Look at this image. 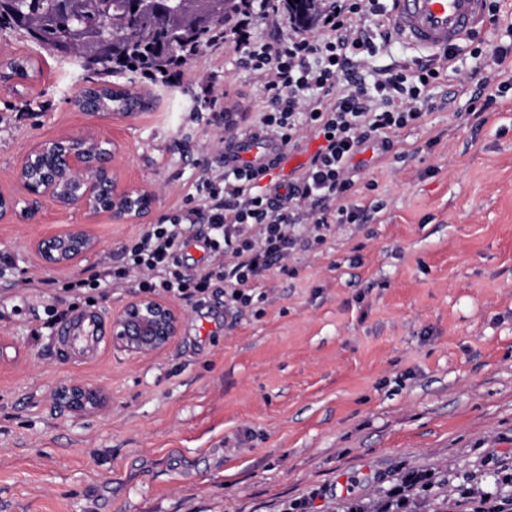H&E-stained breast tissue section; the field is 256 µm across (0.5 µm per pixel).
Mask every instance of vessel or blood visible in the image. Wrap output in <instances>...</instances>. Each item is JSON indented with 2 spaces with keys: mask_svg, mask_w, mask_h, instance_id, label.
Instances as JSON below:
<instances>
[{
  "mask_svg": "<svg viewBox=\"0 0 512 512\" xmlns=\"http://www.w3.org/2000/svg\"><path fill=\"white\" fill-rule=\"evenodd\" d=\"M485 11L486 0H394L393 19L404 42L438 53L458 45ZM286 159L280 141L259 129L224 143V164L229 168H260L273 179ZM56 342L64 351L96 354L105 343L100 313L87 310L63 322Z\"/></svg>",
  "mask_w": 512,
  "mask_h": 512,
  "instance_id": "obj_1",
  "label": "vessel or blood"
}]
</instances>
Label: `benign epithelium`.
<instances>
[{"label":"benign epithelium","instance_id":"obj_1","mask_svg":"<svg viewBox=\"0 0 512 512\" xmlns=\"http://www.w3.org/2000/svg\"><path fill=\"white\" fill-rule=\"evenodd\" d=\"M117 147L112 140L93 132L65 136L33 145L17 174L27 196L0 195L6 204L0 217L9 213L28 216L39 198L58 201V174L73 180L72 195L59 201L65 209L80 207L90 216L106 214L115 224H135L155 206V190L139 185H121L115 171ZM98 241L83 227L74 226L43 235L33 242L39 258L50 266H63L95 249ZM184 312L174 304L142 296L112 312V341L135 357H148L164 350L179 336ZM54 400L61 409L81 412L102 406L103 397L90 386L63 384Z\"/></svg>","mask_w":512,"mask_h":512}]
</instances>
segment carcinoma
Returning a JSON list of instances; mask_svg holds the SVG:
<instances>
[{
    "mask_svg": "<svg viewBox=\"0 0 512 512\" xmlns=\"http://www.w3.org/2000/svg\"><path fill=\"white\" fill-rule=\"evenodd\" d=\"M134 0H0V24L7 23L40 46L74 54L85 67L114 72L130 66L162 79L208 42L224 25L237 0H193L184 12L170 0L144 13ZM81 109L139 112L149 101L125 89L90 85L75 99Z\"/></svg>",
    "mask_w": 512,
    "mask_h": 512,
    "instance_id": "1",
    "label": "carcinoma"
}]
</instances>
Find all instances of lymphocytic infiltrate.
<instances>
[{
	"label": "lymphocytic infiltrate",
	"mask_w": 512,
	"mask_h": 512,
	"mask_svg": "<svg viewBox=\"0 0 512 512\" xmlns=\"http://www.w3.org/2000/svg\"><path fill=\"white\" fill-rule=\"evenodd\" d=\"M240 2L237 17L224 26V43L244 53L264 80L258 127L273 132L286 150L308 139L317 140L318 149L308 164L292 171L286 194L276 199L259 188L264 171L205 170L196 185L197 205L148 225L111 266L65 283L46 309L47 327L66 319L78 304L98 300L105 288L198 304L220 285L225 302L246 313L256 283L287 272L290 256L323 243L330 225L359 221L360 209L348 202L356 154L369 143L389 152L400 130L447 108L448 97L434 98L433 91L454 67L457 48L369 69L379 48L397 41L386 0H327L314 28L292 24L262 44L250 39L251 10L256 5L278 10L280 0ZM508 53L497 47L494 69L462 84L473 111H496L512 86V75L498 71ZM198 224L207 227L212 256L205 267L182 255Z\"/></svg>",
	"instance_id": "lymphocytic-infiltrate-1"
}]
</instances>
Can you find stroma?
I'll list each match as a JSON object with an SVG mask.
<instances>
[{
	"instance_id": "stroma-1",
	"label": "stroma",
	"mask_w": 512,
	"mask_h": 512,
	"mask_svg": "<svg viewBox=\"0 0 512 512\" xmlns=\"http://www.w3.org/2000/svg\"><path fill=\"white\" fill-rule=\"evenodd\" d=\"M30 57L0 84V194L43 139L95 131L121 148L118 177L153 187L146 222L183 206L205 168L224 166L209 76L239 128L256 121L261 79L223 39L179 67L178 83L126 71L113 84L150 109L100 118L74 99L93 72L0 28V60ZM335 224L258 284L254 313L223 295L184 303L179 336L149 357L107 343L60 352L42 330L58 283L111 265L140 232L42 199L0 220V512H385L414 474L417 512H464L493 451H512V89L497 111L466 99L375 148ZM83 225L97 248L45 267L34 239ZM64 383L98 388L100 409L56 406Z\"/></svg>"
}]
</instances>
